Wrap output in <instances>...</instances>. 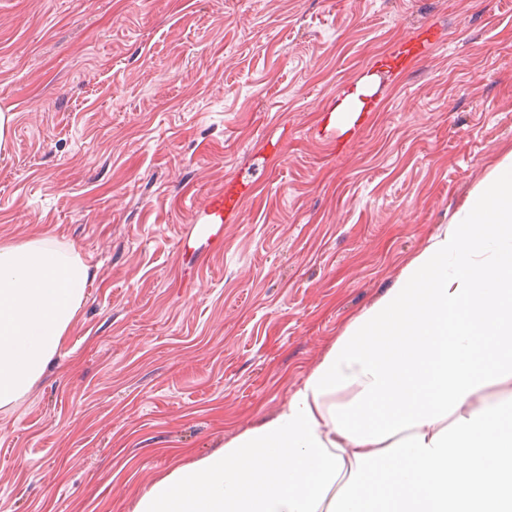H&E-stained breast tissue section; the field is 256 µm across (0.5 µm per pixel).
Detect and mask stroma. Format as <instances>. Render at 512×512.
<instances>
[{
    "instance_id": "35a3bbf8",
    "label": "stroma",
    "mask_w": 512,
    "mask_h": 512,
    "mask_svg": "<svg viewBox=\"0 0 512 512\" xmlns=\"http://www.w3.org/2000/svg\"><path fill=\"white\" fill-rule=\"evenodd\" d=\"M0 109V243L94 275L0 410V512H133L275 412L512 151V0H0ZM239 185L215 248L201 210ZM370 94V83L365 82L356 85L355 90L346 94L342 100L336 105V125L345 126L352 120L356 119L364 105L362 96Z\"/></svg>"
}]
</instances>
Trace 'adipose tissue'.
Instances as JSON below:
<instances>
[{
  "label": "adipose tissue",
  "mask_w": 512,
  "mask_h": 512,
  "mask_svg": "<svg viewBox=\"0 0 512 512\" xmlns=\"http://www.w3.org/2000/svg\"><path fill=\"white\" fill-rule=\"evenodd\" d=\"M92 278L0 244V409L42 376ZM512 152L279 410L154 481L133 512H512Z\"/></svg>",
  "instance_id": "adipose-tissue-1"
}]
</instances>
